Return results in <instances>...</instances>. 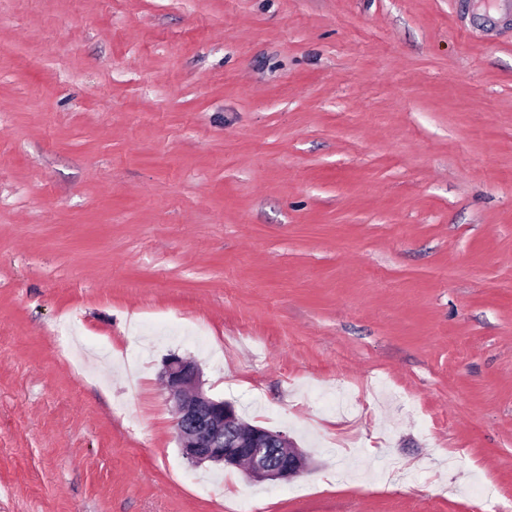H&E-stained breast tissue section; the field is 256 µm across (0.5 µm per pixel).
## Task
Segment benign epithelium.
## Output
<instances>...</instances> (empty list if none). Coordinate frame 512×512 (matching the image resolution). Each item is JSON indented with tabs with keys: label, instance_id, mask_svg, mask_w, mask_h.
Segmentation results:
<instances>
[{
	"label": "benign epithelium",
	"instance_id": "benign-epithelium-1",
	"mask_svg": "<svg viewBox=\"0 0 512 512\" xmlns=\"http://www.w3.org/2000/svg\"><path fill=\"white\" fill-rule=\"evenodd\" d=\"M161 378L179 450L193 464L239 468L257 482L290 481L307 470V456L284 432L246 424L232 402L208 395L194 361L169 355Z\"/></svg>",
	"mask_w": 512,
	"mask_h": 512
}]
</instances>
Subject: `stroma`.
Listing matches in <instances>:
<instances>
[{"label": "stroma", "mask_w": 512, "mask_h": 512, "mask_svg": "<svg viewBox=\"0 0 512 512\" xmlns=\"http://www.w3.org/2000/svg\"><path fill=\"white\" fill-rule=\"evenodd\" d=\"M193 359L287 483L179 453ZM512 512V0H0V512Z\"/></svg>", "instance_id": "1"}]
</instances>
